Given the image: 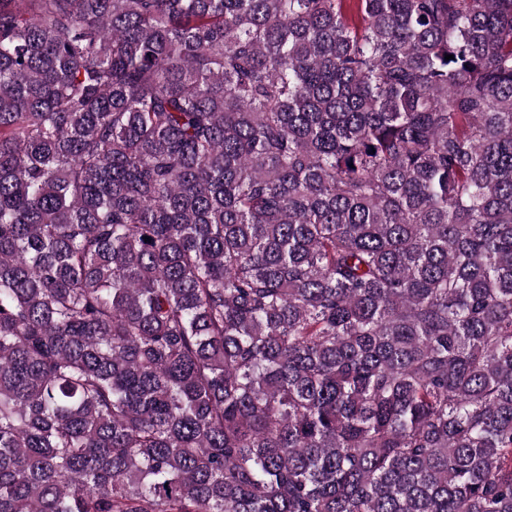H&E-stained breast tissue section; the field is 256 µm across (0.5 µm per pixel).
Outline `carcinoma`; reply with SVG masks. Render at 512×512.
I'll return each mask as SVG.
<instances>
[{"label": "carcinoma", "mask_w": 512, "mask_h": 512, "mask_svg": "<svg viewBox=\"0 0 512 512\" xmlns=\"http://www.w3.org/2000/svg\"><path fill=\"white\" fill-rule=\"evenodd\" d=\"M0 512H512V0H0Z\"/></svg>", "instance_id": "carcinoma-1"}]
</instances>
